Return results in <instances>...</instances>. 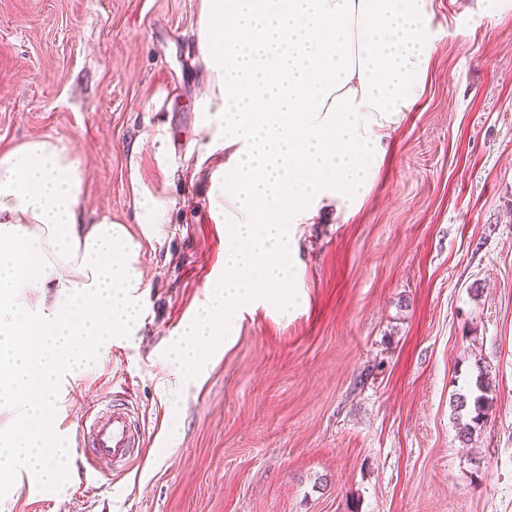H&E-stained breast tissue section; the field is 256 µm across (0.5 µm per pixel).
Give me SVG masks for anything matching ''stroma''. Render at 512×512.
<instances>
[{
    "label": "stroma",
    "instance_id": "35a3bbf8",
    "mask_svg": "<svg viewBox=\"0 0 512 512\" xmlns=\"http://www.w3.org/2000/svg\"><path fill=\"white\" fill-rule=\"evenodd\" d=\"M200 0H0V154L49 136L88 173L81 207L140 245L143 325L69 377L55 490L0 512H512V9L434 0L425 88L385 129L353 210L292 231L287 314L244 307L184 381L164 340L224 274L209 211ZM168 202L154 238L140 190ZM488 381L471 440L449 401ZM124 393L144 430L115 485L83 484L85 413Z\"/></svg>",
    "mask_w": 512,
    "mask_h": 512
}]
</instances>
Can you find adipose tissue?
Segmentation results:
<instances>
[{
  "label": "adipose tissue",
  "mask_w": 512,
  "mask_h": 512,
  "mask_svg": "<svg viewBox=\"0 0 512 512\" xmlns=\"http://www.w3.org/2000/svg\"><path fill=\"white\" fill-rule=\"evenodd\" d=\"M432 0H200L197 49L208 73L206 148L231 154L210 199L226 221L224 275L172 332L169 359L195 373L236 308L267 302L294 275L290 225L330 199L354 208L377 165L379 130L424 88ZM87 174L56 139L0 154V492L18 469L58 481L52 429L62 373L142 325L138 245L109 216L87 221Z\"/></svg>",
  "instance_id": "1"
}]
</instances>
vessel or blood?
Returning a JSON list of instances; mask_svg holds the SVG:
<instances>
[{"label": "vessel or blood", "instance_id": "obj_1", "mask_svg": "<svg viewBox=\"0 0 512 512\" xmlns=\"http://www.w3.org/2000/svg\"><path fill=\"white\" fill-rule=\"evenodd\" d=\"M143 442V431L125 404L110 405L89 418L83 434L88 452L84 459L85 476L97 481L104 470L125 471Z\"/></svg>", "mask_w": 512, "mask_h": 512}]
</instances>
